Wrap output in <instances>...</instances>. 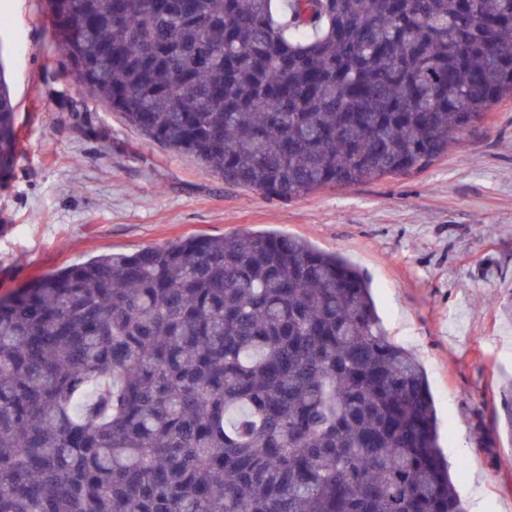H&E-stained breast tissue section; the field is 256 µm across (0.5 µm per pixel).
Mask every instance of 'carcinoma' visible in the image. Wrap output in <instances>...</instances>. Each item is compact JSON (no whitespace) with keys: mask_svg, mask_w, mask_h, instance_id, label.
Returning a JSON list of instances; mask_svg holds the SVG:
<instances>
[{"mask_svg":"<svg viewBox=\"0 0 512 512\" xmlns=\"http://www.w3.org/2000/svg\"><path fill=\"white\" fill-rule=\"evenodd\" d=\"M62 74L229 184L408 176L512 97V0H47ZM17 108L0 64V183ZM0 512H463L359 270L281 234L0 297Z\"/></svg>","mask_w":512,"mask_h":512,"instance_id":"1","label":"carcinoma"}]
</instances>
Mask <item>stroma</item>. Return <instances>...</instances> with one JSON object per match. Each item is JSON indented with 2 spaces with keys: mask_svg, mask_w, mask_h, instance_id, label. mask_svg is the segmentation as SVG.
Masks as SVG:
<instances>
[{
  "mask_svg": "<svg viewBox=\"0 0 512 512\" xmlns=\"http://www.w3.org/2000/svg\"><path fill=\"white\" fill-rule=\"evenodd\" d=\"M20 145L0 187V297L110 251L243 231L302 237L372 283L389 335L428 377L463 508L512 512V99L421 172L269 198L162 148L60 74L46 0H0ZM75 96L94 130L58 109Z\"/></svg>",
  "mask_w": 512,
  "mask_h": 512,
  "instance_id": "1",
  "label": "stroma"
}]
</instances>
